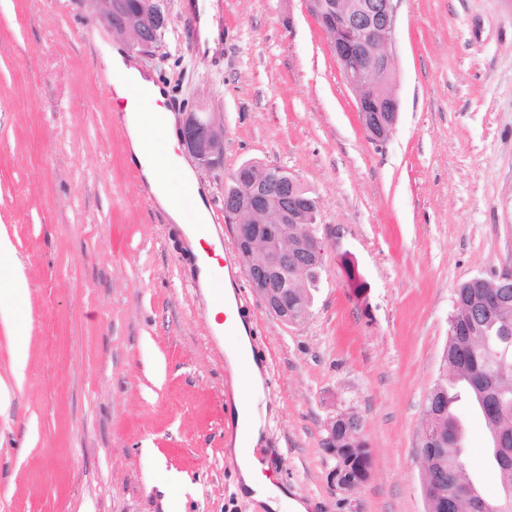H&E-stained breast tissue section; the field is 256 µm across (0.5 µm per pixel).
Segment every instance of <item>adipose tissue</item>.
<instances>
[{
    "mask_svg": "<svg viewBox=\"0 0 512 512\" xmlns=\"http://www.w3.org/2000/svg\"><path fill=\"white\" fill-rule=\"evenodd\" d=\"M100 61L112 76L115 107L129 141V161L140 171L156 203L187 237L213 332L231 338L224 347V356L234 377L233 457L237 489L242 496L261 504L264 512H306L305 504L292 498L284 486L264 473L255 455L268 413L261 365L253 351L250 326L238 311L229 270L207 253L208 246H219L218 234L213 229L205 235L199 232L200 226L209 225L210 210L192 168L177 152L176 118L168 115L163 145H156L143 133L146 115L166 112L165 91L126 56L120 45H103ZM159 151L167 157L166 167L155 163ZM27 295V280L14 260L13 246L8 238L0 236V319L13 324L20 336L25 333L26 323L19 314V306Z\"/></svg>",
    "mask_w": 512,
    "mask_h": 512,
    "instance_id": "adipose-tissue-1",
    "label": "adipose tissue"
}]
</instances>
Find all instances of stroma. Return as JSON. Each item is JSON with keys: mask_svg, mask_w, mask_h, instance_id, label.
Returning a JSON list of instances; mask_svg holds the SVG:
<instances>
[{"mask_svg": "<svg viewBox=\"0 0 512 512\" xmlns=\"http://www.w3.org/2000/svg\"><path fill=\"white\" fill-rule=\"evenodd\" d=\"M188 4L169 0L161 47L137 62L175 114L201 103L224 122L223 166L196 175L265 368L256 454L308 512H426L418 446L455 290L512 269V0H399V114L381 144L305 0H216L209 55ZM118 40L80 0H0V235L31 321L18 379L0 320V512H165L171 473L185 512H261L236 490L233 379L194 258L127 161L99 63ZM248 161L318 201L324 265L295 326L253 293L224 222V185ZM341 413L372 459L350 493L327 484L325 424ZM457 413L497 497L478 411Z\"/></svg>", "mask_w": 512, "mask_h": 512, "instance_id": "obj_1", "label": "stroma"}]
</instances>
